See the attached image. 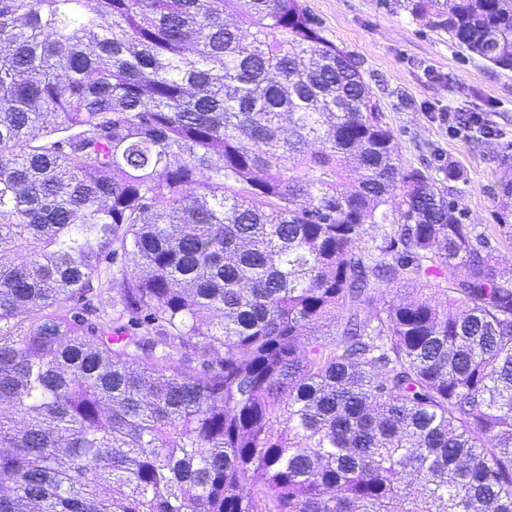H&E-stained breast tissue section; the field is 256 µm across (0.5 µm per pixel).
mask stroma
<instances>
[{
	"label": "stroma",
	"mask_w": 512,
	"mask_h": 512,
	"mask_svg": "<svg viewBox=\"0 0 512 512\" xmlns=\"http://www.w3.org/2000/svg\"><path fill=\"white\" fill-rule=\"evenodd\" d=\"M322 34L361 63L405 165L428 167L447 180L448 192L468 223L492 231L498 222L497 192L512 169V71L465 55L447 34L431 29L380 0H301ZM491 119L492 137L464 138L448 129L447 111ZM500 269L512 278V241L494 235Z\"/></svg>",
	"instance_id": "1"
}]
</instances>
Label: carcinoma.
<instances>
[{"label":"carcinoma","instance_id":"carcinoma-1","mask_svg":"<svg viewBox=\"0 0 512 512\" xmlns=\"http://www.w3.org/2000/svg\"><path fill=\"white\" fill-rule=\"evenodd\" d=\"M0 512H512V280L300 0H0Z\"/></svg>","mask_w":512,"mask_h":512}]
</instances>
